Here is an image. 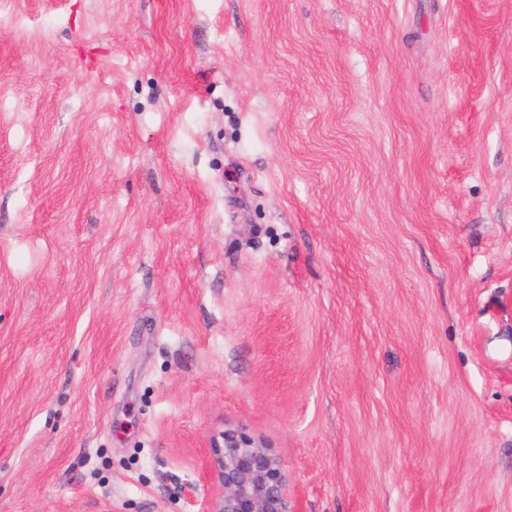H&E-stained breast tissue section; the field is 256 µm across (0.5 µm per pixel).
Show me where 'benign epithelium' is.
Returning a JSON list of instances; mask_svg holds the SVG:
<instances>
[{
  "label": "benign epithelium",
  "instance_id": "obj_1",
  "mask_svg": "<svg viewBox=\"0 0 512 512\" xmlns=\"http://www.w3.org/2000/svg\"><path fill=\"white\" fill-rule=\"evenodd\" d=\"M206 478V512H295L278 459L242 431L213 439Z\"/></svg>",
  "mask_w": 512,
  "mask_h": 512
}]
</instances>
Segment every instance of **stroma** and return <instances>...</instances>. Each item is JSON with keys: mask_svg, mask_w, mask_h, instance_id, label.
Listing matches in <instances>:
<instances>
[{"mask_svg": "<svg viewBox=\"0 0 512 512\" xmlns=\"http://www.w3.org/2000/svg\"><path fill=\"white\" fill-rule=\"evenodd\" d=\"M512 512V0H0V512ZM206 478V512H296L278 459L242 431L213 439Z\"/></svg>", "mask_w": 512, "mask_h": 512, "instance_id": "stroma-1", "label": "stroma"}]
</instances>
